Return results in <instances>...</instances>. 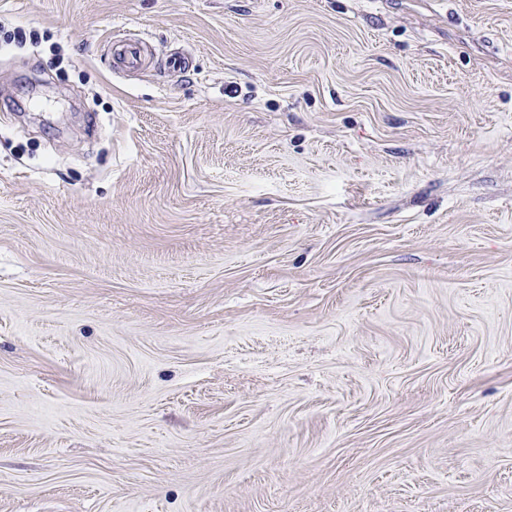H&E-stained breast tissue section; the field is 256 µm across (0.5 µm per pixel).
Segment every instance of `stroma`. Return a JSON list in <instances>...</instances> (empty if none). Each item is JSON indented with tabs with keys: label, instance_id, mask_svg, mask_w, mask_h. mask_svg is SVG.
Here are the masks:
<instances>
[{
	"label": "stroma",
	"instance_id": "35a3bbf8",
	"mask_svg": "<svg viewBox=\"0 0 512 512\" xmlns=\"http://www.w3.org/2000/svg\"><path fill=\"white\" fill-rule=\"evenodd\" d=\"M0 25V512H512V0ZM142 41L137 38H114L112 42V57L116 63L125 67H138L142 61Z\"/></svg>",
	"mask_w": 512,
	"mask_h": 512
}]
</instances>
